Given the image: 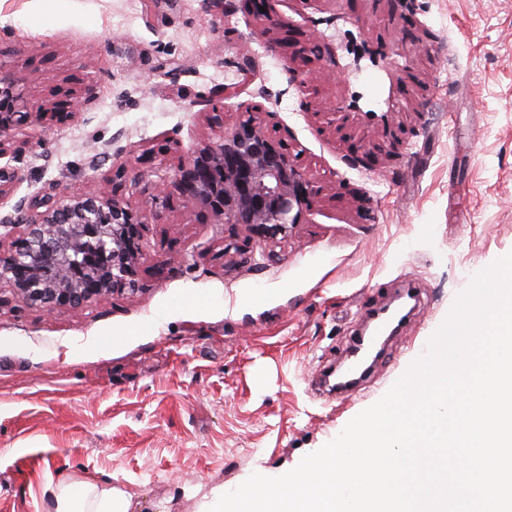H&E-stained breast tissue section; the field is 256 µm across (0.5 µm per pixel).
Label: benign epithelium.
Instances as JSON below:
<instances>
[{
  "label": "benign epithelium",
  "instance_id": "obj_1",
  "mask_svg": "<svg viewBox=\"0 0 512 512\" xmlns=\"http://www.w3.org/2000/svg\"><path fill=\"white\" fill-rule=\"evenodd\" d=\"M262 26L272 22L276 0H247ZM265 12H260V8ZM38 112L0 113V157L9 147L8 131L36 120ZM315 119L337 132L349 113L316 112ZM17 172L0 166V201L10 195ZM172 183L184 201L205 207L224 224H243L286 238L323 192L308 177L302 151L290 140L271 138L258 112H245L234 129L216 142L200 145L178 159ZM56 187L24 196L0 225L20 229L8 250L0 249V280H8L26 305L78 309L117 291L135 292L146 258L144 228L157 214L109 191H88L67 202L55 200Z\"/></svg>",
  "mask_w": 512,
  "mask_h": 512
}]
</instances>
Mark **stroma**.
<instances>
[{"label": "stroma", "instance_id": "obj_1", "mask_svg": "<svg viewBox=\"0 0 512 512\" xmlns=\"http://www.w3.org/2000/svg\"><path fill=\"white\" fill-rule=\"evenodd\" d=\"M261 32L240 0H0V74L14 105L52 112L11 132L15 199L130 176L158 210L139 291L44 310L0 281V512H54L90 481L129 512H201L218 489L280 476L379 401L472 277L512 252V0H280ZM318 45L323 61L297 58ZM318 77L306 105L303 83ZM358 99L354 140L406 144L350 166L311 111ZM270 112L325 180L288 238L186 206L161 160ZM272 253L259 265L240 250ZM407 288L422 312L375 361L369 388L312 394L365 313Z\"/></svg>", "mask_w": 512, "mask_h": 512}]
</instances>
